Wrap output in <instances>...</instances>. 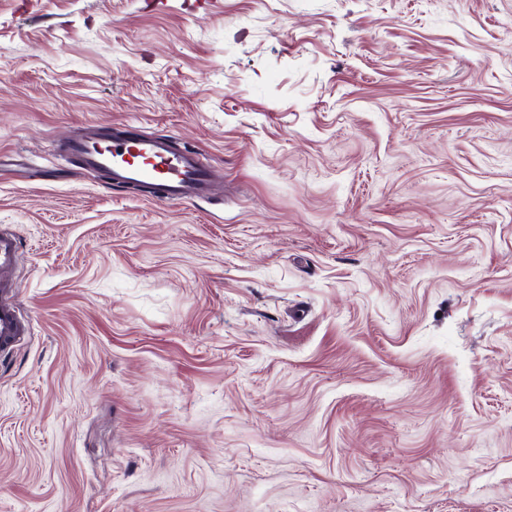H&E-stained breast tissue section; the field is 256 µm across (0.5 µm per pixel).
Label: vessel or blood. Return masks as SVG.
<instances>
[{
    "instance_id": "b4317fda",
    "label": "vessel or blood",
    "mask_w": 512,
    "mask_h": 512,
    "mask_svg": "<svg viewBox=\"0 0 512 512\" xmlns=\"http://www.w3.org/2000/svg\"><path fill=\"white\" fill-rule=\"evenodd\" d=\"M64 151L83 168L104 173L112 186H146L163 202L204 200L219 193L224 182L220 168L204 164L193 150L175 147L167 135L137 134L124 128L106 135L89 127L65 143ZM18 249L15 236L0 232V351L20 345L27 334L6 278Z\"/></svg>"
}]
</instances>
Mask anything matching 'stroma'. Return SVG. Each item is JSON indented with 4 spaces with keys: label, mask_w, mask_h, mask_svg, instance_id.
<instances>
[{
    "label": "stroma",
    "mask_w": 512,
    "mask_h": 512,
    "mask_svg": "<svg viewBox=\"0 0 512 512\" xmlns=\"http://www.w3.org/2000/svg\"><path fill=\"white\" fill-rule=\"evenodd\" d=\"M4 229L0 512H512V0H0ZM64 151L83 168L104 173L112 186H147L163 202L205 200L224 182L220 168L204 164L193 150L176 148L168 135L124 128L105 135L92 126L65 143ZM18 239L0 232V351H9L20 345L27 334V327L11 302L12 288L5 278L12 268L19 249Z\"/></svg>",
    "instance_id": "35a3bbf8"
}]
</instances>
